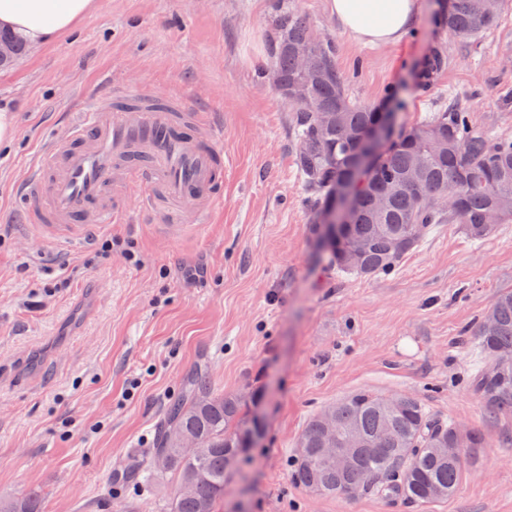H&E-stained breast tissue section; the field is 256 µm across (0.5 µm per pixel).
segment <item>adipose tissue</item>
<instances>
[{"mask_svg": "<svg viewBox=\"0 0 512 512\" xmlns=\"http://www.w3.org/2000/svg\"><path fill=\"white\" fill-rule=\"evenodd\" d=\"M92 9V0H0V30L33 48L55 41ZM337 22L365 43L401 38L416 0H331Z\"/></svg>", "mask_w": 512, "mask_h": 512, "instance_id": "adipose-tissue-1", "label": "adipose tissue"}]
</instances>
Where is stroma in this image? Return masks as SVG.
<instances>
[{
	"mask_svg": "<svg viewBox=\"0 0 512 512\" xmlns=\"http://www.w3.org/2000/svg\"><path fill=\"white\" fill-rule=\"evenodd\" d=\"M93 2L73 32L0 69V101L15 108L0 145V499L32 490L40 512H165L169 474L147 490L113 476L147 456L199 369L262 426L247 465L224 483L221 512H512V416L490 418L464 384V331L512 288V224L476 244L463 225L444 224L395 275L336 276L316 259L293 110L268 77L286 5L334 45L351 101L373 105L402 84L403 122L454 106L490 137H512V4L461 39L435 31V0H418L401 40L364 44L331 0ZM434 47L447 63L422 91L413 71ZM119 90L221 115L222 201L180 231L163 212L134 209L86 242L45 243L23 227L15 187L76 107ZM359 389L417 396L487 435L452 497L411 506L289 480L308 419Z\"/></svg>",
	"mask_w": 512,
	"mask_h": 512,
	"instance_id": "35a3bbf8",
	"label": "stroma"
}]
</instances>
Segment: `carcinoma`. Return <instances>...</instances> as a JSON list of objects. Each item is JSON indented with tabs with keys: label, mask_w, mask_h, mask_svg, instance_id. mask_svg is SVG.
<instances>
[{
	"label": "carcinoma",
	"mask_w": 512,
	"mask_h": 512,
	"mask_svg": "<svg viewBox=\"0 0 512 512\" xmlns=\"http://www.w3.org/2000/svg\"><path fill=\"white\" fill-rule=\"evenodd\" d=\"M496 20L485 0H444L435 16L438 27L462 38ZM275 30L270 52L278 89L290 95L299 84L307 88V101L292 103V131L298 172L314 195L310 233L328 266L363 279L387 276L440 224H462L480 243L496 225L512 223V138H490L469 113L443 109L411 124L393 122L382 146L361 165L365 137L382 105L399 103L398 88L389 87L374 106L354 104L334 46L314 37L307 18L285 7ZM475 336L479 367L468 375L469 389L491 413L512 416V289L493 299ZM243 406L237 396L214 393L203 373H189L157 427L148 459H135L121 478L146 489L157 471H166L176 480L167 512H215L224 500V479L254 439ZM351 437L357 451L348 464L323 456L333 439ZM485 445L480 432L458 433L416 396L360 390L309 419L288 477L320 495L357 485L370 495L420 505L453 496L466 449ZM0 512H39L38 496L0 500Z\"/></svg>",
	"instance_id": "cac0c4a2"
}]
</instances>
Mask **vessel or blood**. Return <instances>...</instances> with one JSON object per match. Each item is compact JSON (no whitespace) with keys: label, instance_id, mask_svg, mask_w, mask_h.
I'll use <instances>...</instances> for the list:
<instances>
[{"label":"vessel or blood","instance_id":"b4317fda","mask_svg":"<svg viewBox=\"0 0 512 512\" xmlns=\"http://www.w3.org/2000/svg\"><path fill=\"white\" fill-rule=\"evenodd\" d=\"M222 138L214 113L185 103L104 101L74 113L17 186L23 220L45 240H82L94 227L121 223L135 185L141 205L177 224L195 221L220 198Z\"/></svg>","mask_w":512,"mask_h":512}]
</instances>
